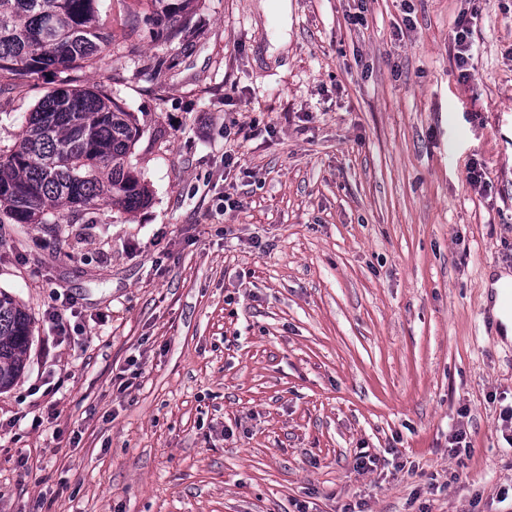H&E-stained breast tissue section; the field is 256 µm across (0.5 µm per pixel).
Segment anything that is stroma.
Listing matches in <instances>:
<instances>
[{"label":"stroma","instance_id":"stroma-1","mask_svg":"<svg viewBox=\"0 0 512 512\" xmlns=\"http://www.w3.org/2000/svg\"><path fill=\"white\" fill-rule=\"evenodd\" d=\"M276 4L202 0L165 42L145 0H99L112 55L75 78L135 115L152 199L0 240L34 319L0 512H512L485 304L512 272V0H288L284 29ZM58 81L0 88L1 148ZM463 15L458 22L456 36L454 38V49H455V61L460 69H465L462 71H467L466 67L468 65L469 60L472 58V41H471V31L468 27V20Z\"/></svg>","mask_w":512,"mask_h":512}]
</instances>
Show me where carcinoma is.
Wrapping results in <instances>:
<instances>
[{
	"label": "carcinoma",
	"instance_id": "carcinoma-1",
	"mask_svg": "<svg viewBox=\"0 0 512 512\" xmlns=\"http://www.w3.org/2000/svg\"><path fill=\"white\" fill-rule=\"evenodd\" d=\"M146 20L166 41L189 30L199 0H150ZM112 36L95 0H0V78L93 69ZM141 130L102 84L69 77L44 94L11 149L0 152V239L7 224H77L92 210L132 212L149 202L127 158ZM32 317L0 291V393L25 369Z\"/></svg>",
	"mask_w": 512,
	"mask_h": 512
}]
</instances>
